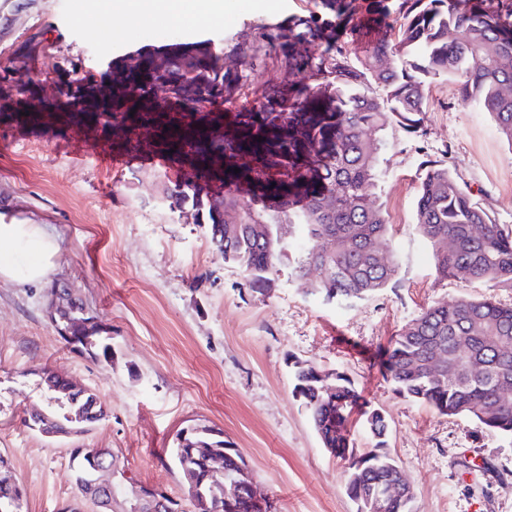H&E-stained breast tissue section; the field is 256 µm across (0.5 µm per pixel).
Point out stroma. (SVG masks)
Masks as SVG:
<instances>
[{
  "label": "stroma",
  "mask_w": 512,
  "mask_h": 512,
  "mask_svg": "<svg viewBox=\"0 0 512 512\" xmlns=\"http://www.w3.org/2000/svg\"><path fill=\"white\" fill-rule=\"evenodd\" d=\"M309 0H224L220 19L173 25L175 42L232 44L247 24L304 12ZM94 0H9L0 10V58L35 36L77 75L149 45L145 23L95 21ZM378 202L389 214L397 272L352 304L307 292L281 263L267 291L251 290L206 226L170 207L187 167L80 159L70 129L0 124V208L50 225L60 242L49 282H0V455L24 486V512L76 503L72 448H109L135 486L182 493L165 454L180 428L208 426L231 443L277 512H356L345 464L323 448L292 395L290 357L345 373L389 419L387 450L415 490L414 512H512V438L395 394L376 350L435 302L455 296L512 304V290L441 278L413 222L420 164L449 165L494 223L512 230V148L493 118L432 84L422 129L387 130ZM65 282L105 323L112 356L67 348L50 318L52 284ZM49 368L93 390L108 415L82 436L50 441L19 423L40 402Z\"/></svg>",
  "instance_id": "stroma-1"
}]
</instances>
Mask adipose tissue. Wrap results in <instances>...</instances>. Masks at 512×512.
<instances>
[{
  "mask_svg": "<svg viewBox=\"0 0 512 512\" xmlns=\"http://www.w3.org/2000/svg\"><path fill=\"white\" fill-rule=\"evenodd\" d=\"M99 15L183 24L208 21L223 0H98ZM60 245L48 225L0 217V281L19 285L47 281L56 271Z\"/></svg>",
  "mask_w": 512,
  "mask_h": 512,
  "instance_id": "ef3b65f1",
  "label": "adipose tissue"
}]
</instances>
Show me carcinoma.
I'll return each instance as SVG.
<instances>
[{
  "label": "carcinoma",
  "mask_w": 512,
  "mask_h": 512,
  "mask_svg": "<svg viewBox=\"0 0 512 512\" xmlns=\"http://www.w3.org/2000/svg\"><path fill=\"white\" fill-rule=\"evenodd\" d=\"M313 7L280 22L257 21L228 51L211 43H185L162 57L149 46L134 64L108 63L112 98L94 95L93 82L71 71L14 83L0 66L9 91L0 97V122L27 126L24 114L46 88H67L90 109L71 113L110 132L126 133L123 149L136 150L141 132L178 128L189 150L174 156L188 161L194 174L174 183L171 206L207 227L220 255L235 262L255 292L279 274L282 259H294L291 275L327 302H352L387 287L396 275L390 224L371 196L378 186L383 143L366 133L396 125L407 134L421 129L431 84L453 78L465 105L491 114L512 149V0H312ZM377 25L382 40L362 52L352 47L355 27ZM273 60L283 71L280 83L250 97L256 73ZM305 73L308 82L289 77ZM164 86L180 112L167 115L153 102ZM383 97H378V93ZM244 97L234 112L214 113L235 95ZM240 172H234V169ZM336 205L328 210L326 198ZM238 230L224 236L229 213ZM414 221L431 248L443 277L512 288V231L492 221L462 185L454 170L430 159L420 164ZM269 225L266 240L253 237L251 225ZM297 230L280 244L279 228ZM453 239L455 248L447 246ZM383 250V264L370 253ZM51 319L65 345L91 357H112V337L90 323L83 300L67 283L50 290ZM442 347L457 371L454 381L429 366ZM378 361L394 391L441 415L458 416L479 427L512 435V307L489 299L456 296L439 301L412 319L386 345ZM324 369L293 363V394L309 412L323 447L345 462V492L357 512H412L408 480L386 447L385 415L363 401L353 382L332 371L336 393L322 391ZM44 399L21 410V423L37 419L62 437L85 433L106 417L96 393L74 389L71 379L42 370ZM376 440L364 452L354 448L353 417ZM169 454L179 469L185 499L132 507L135 491L124 467L112 472V499L128 512H251L253 476L243 458L226 447L209 427L176 434ZM117 460L108 448H74L69 464L80 497L99 491L83 482L94 466ZM238 485L224 499V486ZM25 491L0 455V512H24Z\"/></svg>",
  "instance_id": "cac0c4a2"
}]
</instances>
